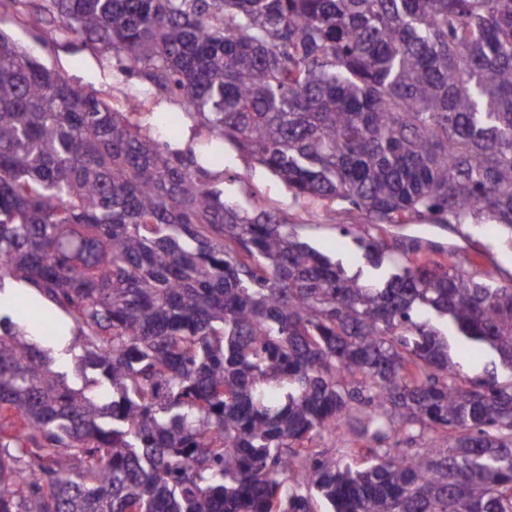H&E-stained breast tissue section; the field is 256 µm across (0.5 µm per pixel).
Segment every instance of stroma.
Masks as SVG:
<instances>
[{"label":"stroma","mask_w":512,"mask_h":512,"mask_svg":"<svg viewBox=\"0 0 512 512\" xmlns=\"http://www.w3.org/2000/svg\"><path fill=\"white\" fill-rule=\"evenodd\" d=\"M0 30L11 35L48 68L60 71L73 83L89 90L107 91L113 104L129 100L143 103L140 123L144 130L181 153H194L213 185L223 190L225 200L240 207L271 209L283 214L299 236L322 253L343 264L346 270L370 274L363 252L341 229L366 223V216L345 203L324 207L321 203L295 198L283 182L256 163H247L232 147L219 156H208L204 145L208 131L182 101L159 93L147 80L121 70L123 59L113 51L70 44L43 42L37 16L21 20L15 11L0 10ZM387 240L418 237L424 257L451 261L454 269L477 273L502 283L512 282V248L503 246L492 224H468L441 230L430 226L387 227Z\"/></svg>","instance_id":"obj_1"}]
</instances>
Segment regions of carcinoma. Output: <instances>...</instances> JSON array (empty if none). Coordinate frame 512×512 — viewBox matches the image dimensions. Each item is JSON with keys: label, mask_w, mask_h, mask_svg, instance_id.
<instances>
[{"label": "carcinoma", "mask_w": 512, "mask_h": 512, "mask_svg": "<svg viewBox=\"0 0 512 512\" xmlns=\"http://www.w3.org/2000/svg\"><path fill=\"white\" fill-rule=\"evenodd\" d=\"M294 196L512 243V0H41ZM0 33V288L74 323L84 384L0 314V512H512V283L284 216ZM489 352L461 381L448 339ZM355 435L347 460L316 450ZM8 291L14 294V303L13 307L17 309L18 303L21 300H27L30 302L38 303L43 308L51 312L52 318L57 326L60 329L61 322L66 323L69 328H73V324L70 321V318L67 317L62 311L56 308L53 304L48 302L41 296L38 292H36L33 288H29L25 285H18L15 287H11ZM351 436L339 431L336 433H325L322 438L317 439L318 448L326 449L336 454V458L344 459L346 448L350 445Z\"/></svg>", "instance_id": "cac0c4a2"}]
</instances>
